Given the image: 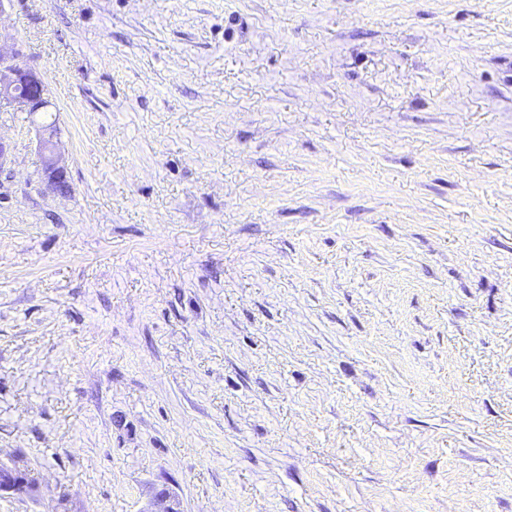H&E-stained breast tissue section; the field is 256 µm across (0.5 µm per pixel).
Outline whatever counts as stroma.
I'll use <instances>...</instances> for the list:
<instances>
[{"label":"stroma","instance_id":"35a3bbf8","mask_svg":"<svg viewBox=\"0 0 512 512\" xmlns=\"http://www.w3.org/2000/svg\"><path fill=\"white\" fill-rule=\"evenodd\" d=\"M16 50L0 512H512V0H6ZM20 53H0V99L12 101L26 112H40L49 106L42 92L44 81L40 74L18 62ZM54 134L48 128L41 130L39 149L43 156V182L54 193L63 194L69 189L64 160L56 151ZM15 468L19 469L21 472H16L15 469L5 467L2 475L7 473V477L0 482V492L13 493L15 495H26L35 490V486H32V483L29 482V479L24 476H30L34 478L30 471L27 469H21L19 466L14 464ZM0 475V477H4ZM21 490V491H20Z\"/></svg>","mask_w":512,"mask_h":512}]
</instances>
